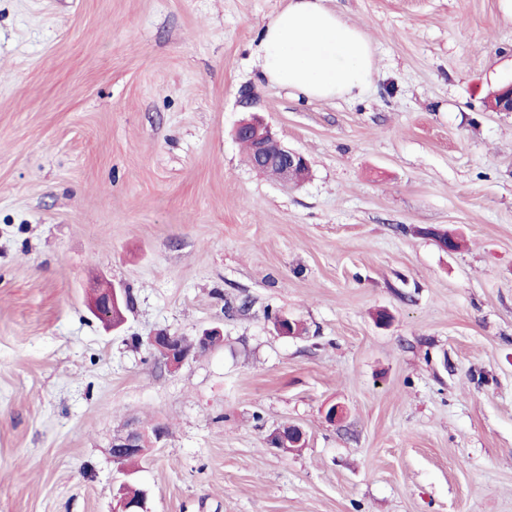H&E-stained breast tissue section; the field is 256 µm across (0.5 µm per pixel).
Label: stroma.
<instances>
[{
  "mask_svg": "<svg viewBox=\"0 0 512 512\" xmlns=\"http://www.w3.org/2000/svg\"><path fill=\"white\" fill-rule=\"evenodd\" d=\"M287 4L0 0V512H113L126 478L144 512H512V15L325 0L376 70L310 100L259 73ZM252 113L301 185L249 167ZM215 326L174 371L147 345ZM132 421L167 435L123 469ZM128 305V298L122 289L111 288L101 292L93 301V310L103 318H111L112 314L121 312L122 306ZM304 439V432L295 425L276 429L270 435V444L274 448H296L299 447Z\"/></svg>",
  "mask_w": 512,
  "mask_h": 512,
  "instance_id": "obj_1",
  "label": "stroma"
}]
</instances>
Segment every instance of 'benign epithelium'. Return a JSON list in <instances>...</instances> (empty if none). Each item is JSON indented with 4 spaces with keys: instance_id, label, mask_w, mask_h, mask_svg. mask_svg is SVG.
Instances as JSON below:
<instances>
[{
    "instance_id": "7a95c632",
    "label": "benign epithelium",
    "mask_w": 512,
    "mask_h": 512,
    "mask_svg": "<svg viewBox=\"0 0 512 512\" xmlns=\"http://www.w3.org/2000/svg\"><path fill=\"white\" fill-rule=\"evenodd\" d=\"M236 137L250 141L252 151L248 164L255 170L264 172L276 169L280 180L287 184H297L295 172L309 166L306 157L284 147L271 130L263 123L252 120L240 124ZM128 303L125 291L117 288L100 293L93 301V310L103 318H110L121 312ZM148 346L158 356L161 363L170 370L180 368L193 352L188 349L182 337L166 329L156 331L148 338ZM145 431L137 424H129L124 432L112 439V457L116 461L138 456L142 453V440ZM304 439V432L295 425L276 429L270 435V444L274 448H296Z\"/></svg>"
}]
</instances>
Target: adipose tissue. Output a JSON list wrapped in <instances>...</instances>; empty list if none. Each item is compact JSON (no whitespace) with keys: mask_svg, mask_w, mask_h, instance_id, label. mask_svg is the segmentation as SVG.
Returning <instances> with one entry per match:
<instances>
[{"mask_svg":"<svg viewBox=\"0 0 512 512\" xmlns=\"http://www.w3.org/2000/svg\"><path fill=\"white\" fill-rule=\"evenodd\" d=\"M259 60L269 83L309 99L355 96L375 69L366 32L324 0H289L262 30Z\"/></svg>","mask_w":512,"mask_h":512,"instance_id":"adipose-tissue-1","label":"adipose tissue"}]
</instances>
